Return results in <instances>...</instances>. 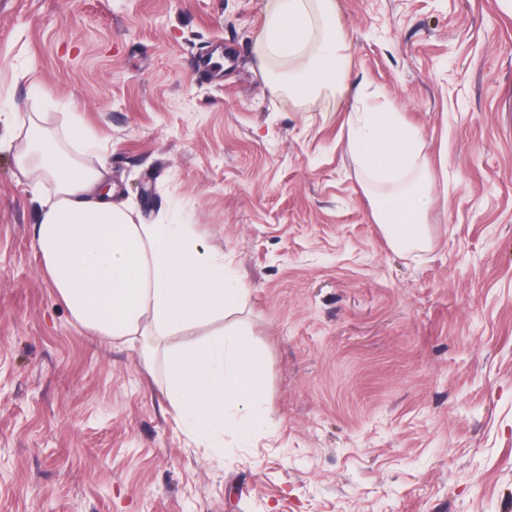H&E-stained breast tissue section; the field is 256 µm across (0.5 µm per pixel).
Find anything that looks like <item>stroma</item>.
Instances as JSON below:
<instances>
[{
    "label": "stroma",
    "instance_id": "1",
    "mask_svg": "<svg viewBox=\"0 0 512 512\" xmlns=\"http://www.w3.org/2000/svg\"><path fill=\"white\" fill-rule=\"evenodd\" d=\"M269 0H0V512H512V12L338 0L342 93L262 56ZM434 164L432 243L347 143L356 91ZM101 140L136 218L193 225L268 359L251 439L189 445L137 354L78 328L31 240L15 119Z\"/></svg>",
    "mask_w": 512,
    "mask_h": 512
}]
</instances>
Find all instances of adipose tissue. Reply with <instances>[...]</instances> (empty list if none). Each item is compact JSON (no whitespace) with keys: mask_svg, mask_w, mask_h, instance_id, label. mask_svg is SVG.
I'll return each instance as SVG.
<instances>
[{"mask_svg":"<svg viewBox=\"0 0 512 512\" xmlns=\"http://www.w3.org/2000/svg\"><path fill=\"white\" fill-rule=\"evenodd\" d=\"M261 42L268 58L287 62L292 92L340 87L344 49L336 0H270ZM349 147L368 174H410L374 217L392 246H426L423 217L435 197L425 144L414 127L386 107L353 109ZM14 159L40 204L33 244L41 266L83 329L137 350L148 371L162 369L163 388L183 433L224 445L225 412L248 435L267 390V360L229 318L247 293L228 277L224 255L207 247L192 225L134 223L113 200L104 172L63 149L39 115L22 121ZM215 323L209 337L184 342L192 328Z\"/></svg>","mask_w":512,"mask_h":512,"instance_id":"obj_1","label":"adipose tissue"}]
</instances>
